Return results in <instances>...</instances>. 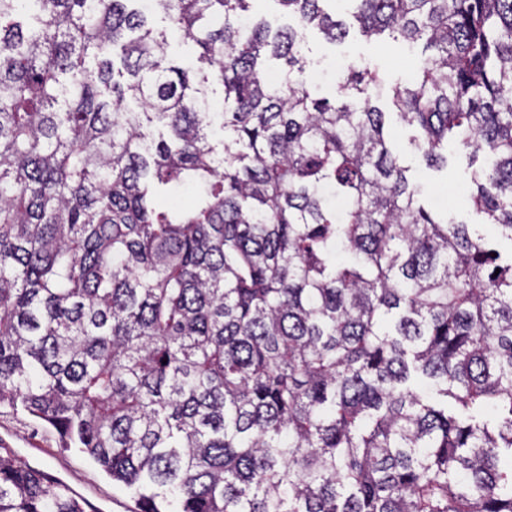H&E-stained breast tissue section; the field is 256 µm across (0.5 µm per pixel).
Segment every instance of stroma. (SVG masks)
<instances>
[{
	"label": "stroma",
	"mask_w": 512,
	"mask_h": 512,
	"mask_svg": "<svg viewBox=\"0 0 512 512\" xmlns=\"http://www.w3.org/2000/svg\"><path fill=\"white\" fill-rule=\"evenodd\" d=\"M399 45L388 41L368 39L358 30H350L345 42L330 43L319 31L305 33L304 57L308 65H317L324 72L322 84L314 86L316 97L335 99L336 65L344 63L370 66L385 84L402 82L416 75L423 67L426 56L421 49H414L406 59H398ZM378 104L387 114L391 133L390 144L423 189L427 200L436 206L449 205L451 213L469 224H481L473 201L467 191L473 167L467 153L449 148L448 165L436 171L427 168L420 152L412 142L414 132L406 127L393 110L386 97H379ZM483 233L494 237L502 253L512 252V241L497 237L491 225L481 224ZM10 451L31 467L67 481L90 502L100 506L101 512H113V500H129V493L103 473L100 468L76 448H63L57 436L45 425L23 414H0V453Z\"/></svg>",
	"instance_id": "1"
}]
</instances>
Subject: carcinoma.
Wrapping results in <instances>:
<instances>
[{"label":"carcinoma","instance_id":"cac0c4a2","mask_svg":"<svg viewBox=\"0 0 512 512\" xmlns=\"http://www.w3.org/2000/svg\"><path fill=\"white\" fill-rule=\"evenodd\" d=\"M249 2L0 0V408L141 512H512V256L424 205L376 72L311 96L329 0L274 32ZM343 2L428 53L387 95L428 166L482 159L512 241V0ZM0 512L85 510L7 452Z\"/></svg>","mask_w":512,"mask_h":512}]
</instances>
